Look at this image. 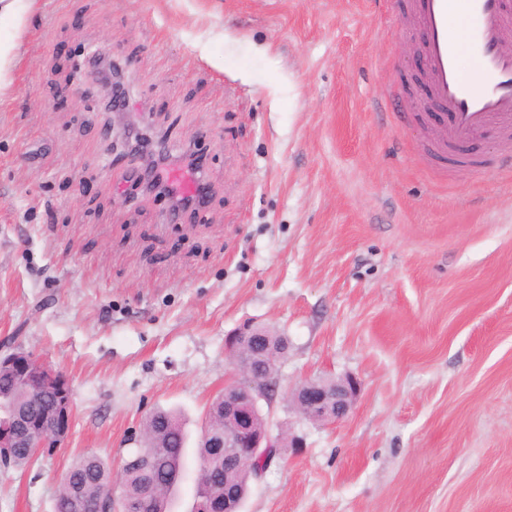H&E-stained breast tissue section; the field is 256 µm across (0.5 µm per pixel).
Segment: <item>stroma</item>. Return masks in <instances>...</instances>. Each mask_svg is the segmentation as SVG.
<instances>
[{
  "label": "stroma",
  "mask_w": 512,
  "mask_h": 512,
  "mask_svg": "<svg viewBox=\"0 0 512 512\" xmlns=\"http://www.w3.org/2000/svg\"><path fill=\"white\" fill-rule=\"evenodd\" d=\"M407 0H15L0 92V347L69 379L54 455L0 469V512H54L92 451L113 467L146 416L196 448L244 322L288 339L262 405L283 450L243 512H512V157L428 147ZM112 60L130 104L110 112ZM402 105H382L386 90ZM205 154L209 207L169 219L113 164L125 131ZM354 377L333 425L287 396Z\"/></svg>",
  "instance_id": "35a3bbf8"
}]
</instances>
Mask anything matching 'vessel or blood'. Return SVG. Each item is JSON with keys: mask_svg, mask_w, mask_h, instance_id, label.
<instances>
[{"mask_svg": "<svg viewBox=\"0 0 512 512\" xmlns=\"http://www.w3.org/2000/svg\"><path fill=\"white\" fill-rule=\"evenodd\" d=\"M405 22L422 38L427 101L447 115L438 153L489 127L512 137V53L500 48L512 13L501 0H413Z\"/></svg>", "mask_w": 512, "mask_h": 512, "instance_id": "b4317fda", "label": "vessel or blood"}]
</instances>
